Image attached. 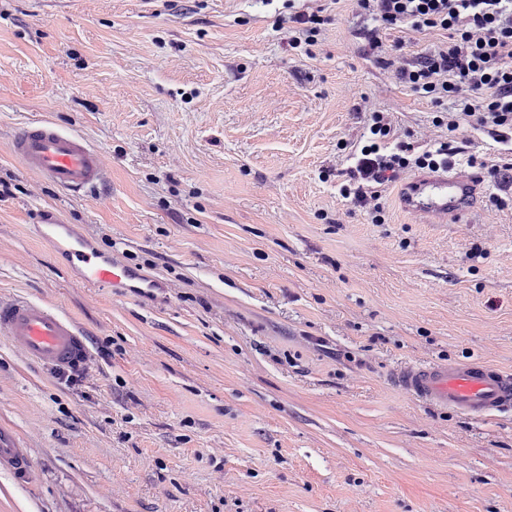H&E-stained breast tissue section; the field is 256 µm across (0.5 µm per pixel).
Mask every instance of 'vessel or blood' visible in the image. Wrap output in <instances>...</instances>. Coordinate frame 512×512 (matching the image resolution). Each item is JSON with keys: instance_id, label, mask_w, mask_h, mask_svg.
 Masks as SVG:
<instances>
[{"instance_id": "b4317fda", "label": "vessel or blood", "mask_w": 512, "mask_h": 512, "mask_svg": "<svg viewBox=\"0 0 512 512\" xmlns=\"http://www.w3.org/2000/svg\"><path fill=\"white\" fill-rule=\"evenodd\" d=\"M10 151L26 170L71 195L95 190L105 181L100 154L79 135L46 120L20 128ZM475 195L470 175L444 172L410 181L402 206L429 220L456 223L470 212ZM39 234L86 286L134 295L158 285L112 253L99 250L79 225L49 222ZM0 336L26 358L58 369L78 366L87 356L84 339L70 319L27 298L0 303ZM395 380L412 398L476 419L512 409V374L480 361L406 366ZM2 464L21 475L31 469L24 449L0 444Z\"/></svg>"}]
</instances>
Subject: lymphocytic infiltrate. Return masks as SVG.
<instances>
[{
    "label": "lymphocytic infiltrate",
    "instance_id": "lymphocytic-infiltrate-1",
    "mask_svg": "<svg viewBox=\"0 0 512 512\" xmlns=\"http://www.w3.org/2000/svg\"><path fill=\"white\" fill-rule=\"evenodd\" d=\"M366 22L362 35L377 64L435 103H448L436 126L444 140L416 149L401 140L390 113L370 110L365 141L354 153V165L343 198L365 209L373 223L384 221L383 199L389 187L409 170L436 172L453 168L465 155L458 145L461 130L488 133L501 144L503 160L490 171L508 195H494L499 208L512 205V0H355ZM423 33L443 31L445 42L416 57L401 45L384 49L381 28Z\"/></svg>",
    "mask_w": 512,
    "mask_h": 512
}]
</instances>
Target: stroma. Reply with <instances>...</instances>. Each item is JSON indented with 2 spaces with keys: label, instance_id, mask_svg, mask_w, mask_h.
<instances>
[{
  "label": "stroma",
  "instance_id": "1",
  "mask_svg": "<svg viewBox=\"0 0 512 512\" xmlns=\"http://www.w3.org/2000/svg\"><path fill=\"white\" fill-rule=\"evenodd\" d=\"M0 0V301L70 317L72 371L0 337V512H512V412L470 419L396 387L402 367L512 371V208L481 181L431 224L340 196L365 105L419 144L437 107L367 57L354 0ZM47 119L82 136L103 186L70 196L10 142ZM159 279L92 289L40 223ZM307 4H303L305 9L296 11L290 16H288V24L293 23L297 24L292 28L298 29V32L302 33L305 36L304 40L308 42H312V38H314L319 33L318 25H321L324 19L318 14L323 11L322 8L316 7V10ZM311 11H308L310 10ZM10 465L15 474L25 477L31 469V461L24 448L4 446L0 440V465Z\"/></svg>",
  "mask_w": 512,
  "mask_h": 512
}]
</instances>
